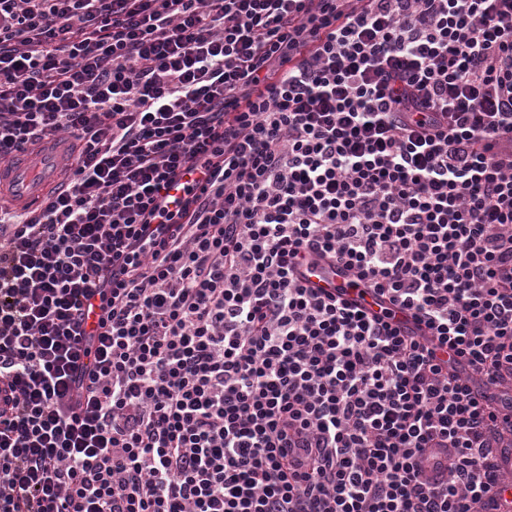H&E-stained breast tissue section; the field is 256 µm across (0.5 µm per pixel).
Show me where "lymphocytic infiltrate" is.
<instances>
[{"label": "lymphocytic infiltrate", "instance_id": "f902f5d3", "mask_svg": "<svg viewBox=\"0 0 512 512\" xmlns=\"http://www.w3.org/2000/svg\"><path fill=\"white\" fill-rule=\"evenodd\" d=\"M61 135L0 512H512V0H0V158ZM304 280L313 288H325L330 292H340L344 298L359 300L358 293L362 285H359L342 265L336 264L335 268L319 267L312 273H307Z\"/></svg>", "mask_w": 512, "mask_h": 512}]
</instances>
